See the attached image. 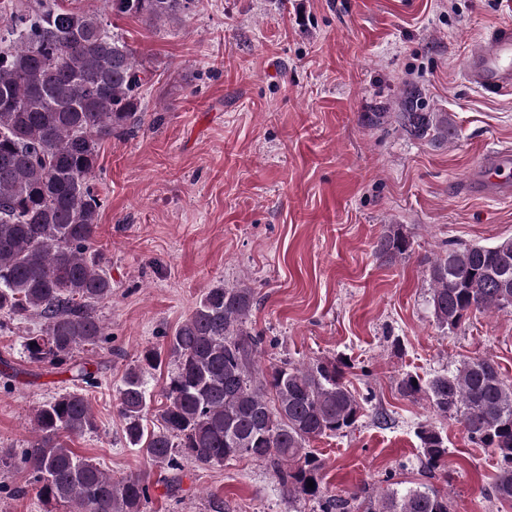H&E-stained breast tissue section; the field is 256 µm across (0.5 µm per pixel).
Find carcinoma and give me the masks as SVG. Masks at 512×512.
<instances>
[{
    "instance_id": "1",
    "label": "carcinoma",
    "mask_w": 512,
    "mask_h": 512,
    "mask_svg": "<svg viewBox=\"0 0 512 512\" xmlns=\"http://www.w3.org/2000/svg\"><path fill=\"white\" fill-rule=\"evenodd\" d=\"M112 14L154 25L192 12L195 0H107ZM7 44L0 48V314L36 317L23 351L35 363L71 373L87 387L94 373L75 359L84 345L107 340L97 313L112 298V276L93 249L103 200L95 184L101 146L143 124L139 95L151 70L104 19L79 6H17ZM398 125L413 138L448 139V115L424 111L420 94L406 93ZM410 241L391 225L376 245L393 262ZM431 306L438 327L453 331L475 312L512 310V236L491 245L450 244L428 262ZM256 304L247 286L207 289L167 340L176 365L163 387L157 424L144 423L153 393L147 376L160 355L147 349L117 389V411L127 444L156 464L181 472L239 458L269 465L283 493L312 501L319 512H451L448 495L421 483L392 487L377 498H348L321 487L323 464L311 442L355 425L362 402L331 360L257 366L265 338L246 320ZM400 394L422 393L433 411L461 421L470 442L493 449L500 467L493 491L512 502V380L489 355L466 358L427 382L407 374ZM36 436L20 461L34 477L43 504L68 512H145L148 477L114 479L68 447L67 438L94 429L83 389L42 402ZM424 472L448 455V439L430 424L419 427ZM314 487H308V481Z\"/></svg>"
}]
</instances>
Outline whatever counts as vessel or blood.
I'll use <instances>...</instances> for the list:
<instances>
[{
  "label": "vessel or blood",
  "mask_w": 512,
  "mask_h": 512,
  "mask_svg": "<svg viewBox=\"0 0 512 512\" xmlns=\"http://www.w3.org/2000/svg\"><path fill=\"white\" fill-rule=\"evenodd\" d=\"M463 74L470 84L485 92H511L512 26H496L472 43L465 55ZM511 170V152H491L471 169L467 177V188L476 195L511 198L512 181L506 177Z\"/></svg>",
  "instance_id": "obj_1"
}]
</instances>
